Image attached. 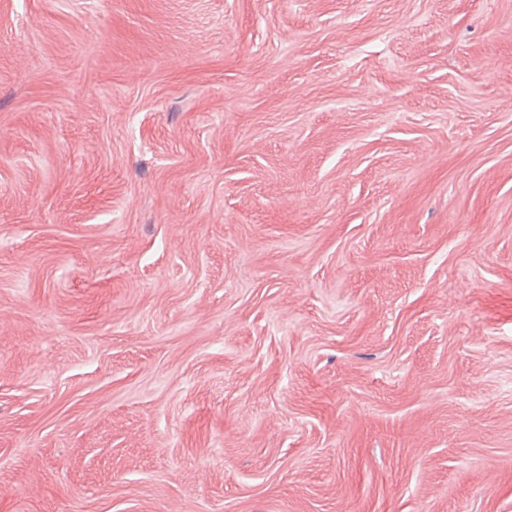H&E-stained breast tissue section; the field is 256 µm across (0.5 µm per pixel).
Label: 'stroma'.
<instances>
[{
    "instance_id": "1",
    "label": "stroma",
    "mask_w": 512,
    "mask_h": 512,
    "mask_svg": "<svg viewBox=\"0 0 512 512\" xmlns=\"http://www.w3.org/2000/svg\"><path fill=\"white\" fill-rule=\"evenodd\" d=\"M0 512H512V0H0Z\"/></svg>"
}]
</instances>
